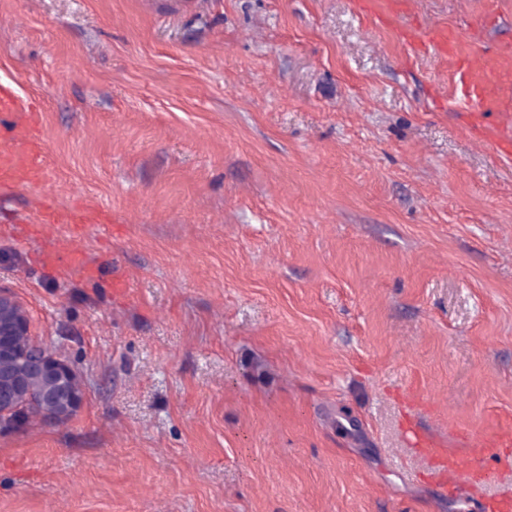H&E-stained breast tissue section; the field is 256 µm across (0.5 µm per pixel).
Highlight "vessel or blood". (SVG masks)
Returning a JSON list of instances; mask_svg holds the SVG:
<instances>
[{
  "mask_svg": "<svg viewBox=\"0 0 512 512\" xmlns=\"http://www.w3.org/2000/svg\"><path fill=\"white\" fill-rule=\"evenodd\" d=\"M419 0H385L379 14L382 24L404 22L407 44L447 60L455 79L454 100L473 119L479 139L501 155L512 157V39L480 49L486 29L498 19L497 0H485L484 9L468 42H461L449 28L418 25ZM0 186H42L53 172L47 162L39 132V115L12 92L0 87ZM96 213L83 205L58 207L48 204L32 221L40 232L63 226L74 230L96 222ZM405 434L425 462L435 486L442 493L466 502L479 496L491 482L488 461L512 459V429L505 427L481 437L457 431L453 441L415 423H406Z\"/></svg>",
  "mask_w": 512,
  "mask_h": 512,
  "instance_id": "1",
  "label": "vessel or blood"
}]
</instances>
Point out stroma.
<instances>
[{
  "label": "stroma",
  "mask_w": 512,
  "mask_h": 512,
  "mask_svg": "<svg viewBox=\"0 0 512 512\" xmlns=\"http://www.w3.org/2000/svg\"><path fill=\"white\" fill-rule=\"evenodd\" d=\"M0 84L56 174L0 193V291L83 389L0 431V512H485L402 432L512 426V162L444 61L357 0H0ZM97 217L96 213L81 204L63 208L44 204L33 216L32 222L41 233H47L58 226H65L68 230L79 229L83 224L96 222Z\"/></svg>",
  "instance_id": "1"
}]
</instances>
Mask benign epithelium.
I'll return each mask as SVG.
<instances>
[{"mask_svg": "<svg viewBox=\"0 0 512 512\" xmlns=\"http://www.w3.org/2000/svg\"><path fill=\"white\" fill-rule=\"evenodd\" d=\"M30 333V316L16 298L0 293V356L27 362L29 371L44 385L43 398L51 407L42 411L41 418L54 422L68 419L78 409L82 393L72 390L77 373L62 358L43 344L32 341L24 348L14 344L17 336ZM32 391L22 375H0V424L7 425L29 410Z\"/></svg>", "mask_w": 512, "mask_h": 512, "instance_id": "benign-epithelium-1", "label": "benign epithelium"}]
</instances>
